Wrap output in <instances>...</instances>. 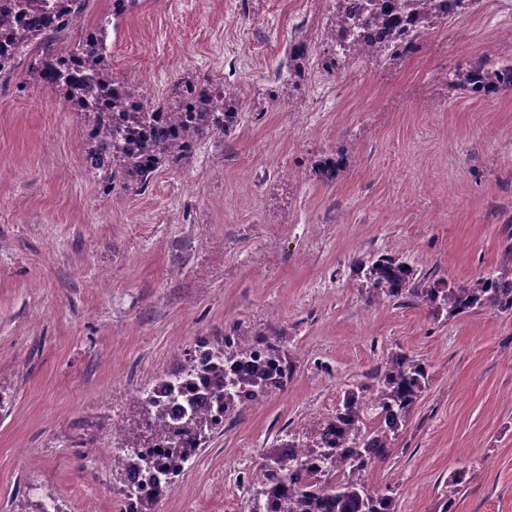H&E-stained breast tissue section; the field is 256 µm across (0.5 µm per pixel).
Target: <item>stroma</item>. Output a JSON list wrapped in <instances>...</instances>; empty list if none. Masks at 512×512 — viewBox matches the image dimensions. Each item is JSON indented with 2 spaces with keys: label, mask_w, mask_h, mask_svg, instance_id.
<instances>
[{
  "label": "stroma",
  "mask_w": 512,
  "mask_h": 512,
  "mask_svg": "<svg viewBox=\"0 0 512 512\" xmlns=\"http://www.w3.org/2000/svg\"><path fill=\"white\" fill-rule=\"evenodd\" d=\"M498 2L340 76L321 67L330 0H140L113 18V71L155 102L184 78L225 82L241 113L140 192L103 190L53 89L0 77V512H119L113 430L198 340L217 350L233 330L278 336L296 372L225 420L157 512H251L241 480L265 450L392 351L431 381L369 483L400 512H440L459 471L455 512H512V315L372 302L356 267L384 253L457 286L512 244V90L446 81L512 60ZM299 32L311 52L282 98Z\"/></svg>",
  "instance_id": "1"
}]
</instances>
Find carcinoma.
<instances>
[{
	"mask_svg": "<svg viewBox=\"0 0 512 512\" xmlns=\"http://www.w3.org/2000/svg\"><path fill=\"white\" fill-rule=\"evenodd\" d=\"M90 0H13L8 11L20 30L0 42V74H11L29 57L22 83H38L57 91L65 102L85 115L88 136L85 154L89 171L109 189L119 182L128 190L145 189L163 167L186 161L213 136L228 137L239 118L236 91L217 87L207 79L188 78L175 90L178 99L154 104L132 90L113 70L104 47L106 24L86 34L75 47L66 43L68 32L84 16ZM53 12V18L47 13ZM456 15L439 0H332L331 22L322 39L338 45L345 57H401L413 40L402 23L425 30ZM310 45L297 41L278 73L279 92L296 89L302 61ZM84 64L98 71L101 95L118 85L112 111L100 112L86 100L90 78L74 74L71 65ZM450 85L475 95L512 89V62L495 67L486 58L454 72ZM365 290L375 301L409 297L446 317L485 309L512 314V245L498 273L456 287L418 273L412 265L390 255L361 259ZM267 357L277 364L272 378L253 364L254 345L236 333L224 336V348L196 354L155 383L181 401L179 412L166 415L164 402L140 392L139 418L131 428H119L127 452L118 457L120 476L131 467L153 471L173 485L185 465L198 454L208 436L224 420L280 390L293 378L295 367L280 350V340L264 337ZM428 365L404 352L392 351L366 373V380L345 390L336 412L309 421L305 439L292 437L266 451L265 462L247 481L251 512H399L393 490H375L366 473L385 462L394 451L401 428L429 387ZM164 445L156 458L139 454L140 448ZM463 474L448 479V495L441 512H454L455 496ZM164 490L127 495L136 499V512H156Z\"/></svg>",
	"mask_w": 512,
	"mask_h": 512,
	"instance_id": "carcinoma-1",
	"label": "carcinoma"
}]
</instances>
